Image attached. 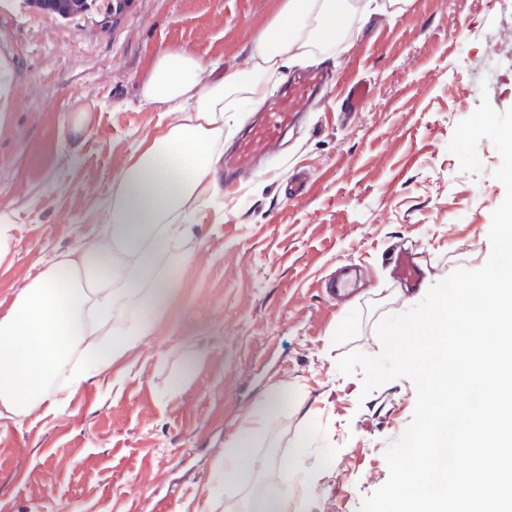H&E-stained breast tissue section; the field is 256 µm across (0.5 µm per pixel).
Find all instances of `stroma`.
<instances>
[{"label":"stroma","instance_id":"stroma-1","mask_svg":"<svg viewBox=\"0 0 512 512\" xmlns=\"http://www.w3.org/2000/svg\"><path fill=\"white\" fill-rule=\"evenodd\" d=\"M61 21L0 0V61L14 88L0 125V206L18 212L17 241L0 259V311L38 270L98 223L93 201L141 142L171 117L140 88L162 49L185 47L227 70L277 0H111ZM512 25V0H411L378 15L322 68L332 82L239 184L196 214L193 237L170 270L169 308L142 344L59 409L0 423V512H243L253 494L281 490L304 512H360L388 478L384 452L410 423L413 382L391 380L361 397V373H339L351 352L377 354L378 320L419 303L459 267L491 251V214L505 187L501 158L480 141L479 173L448 146L481 100L512 108V43L490 67L491 39ZM371 97L348 113L342 86ZM93 126L79 150L60 122L79 107ZM298 173L306 194L289 200ZM421 266L394 272L397 248ZM355 264L361 282L342 302L322 284ZM286 406L266 417L255 466L239 488L215 482L227 440L264 395ZM298 472L283 473L296 445Z\"/></svg>","mask_w":512,"mask_h":512}]
</instances>
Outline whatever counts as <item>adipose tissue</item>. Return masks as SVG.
Wrapping results in <instances>:
<instances>
[{
  "instance_id": "ef3b65f1",
  "label": "adipose tissue",
  "mask_w": 512,
  "mask_h": 512,
  "mask_svg": "<svg viewBox=\"0 0 512 512\" xmlns=\"http://www.w3.org/2000/svg\"><path fill=\"white\" fill-rule=\"evenodd\" d=\"M409 0H278L248 45L250 66L216 75L185 48L157 54L141 87L145 103L175 123L139 146L100 205L93 233L42 257L0 314V420L19 423L54 410L148 336L170 301L174 246L188 236L207 198L223 192L224 115L237 102L259 104L283 68L329 57L375 13ZM251 428L224 450L221 479L237 484L252 463Z\"/></svg>"
}]
</instances>
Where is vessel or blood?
Here are the masks:
<instances>
[{
	"mask_svg": "<svg viewBox=\"0 0 512 512\" xmlns=\"http://www.w3.org/2000/svg\"><path fill=\"white\" fill-rule=\"evenodd\" d=\"M322 73L307 71L289 79L286 85L262 107L233 150L224 157V171L233 176L249 171L261 158L276 155L284 133L294 125L306 105L321 93Z\"/></svg>",
	"mask_w": 512,
	"mask_h": 512,
	"instance_id": "vessel-or-blood-1",
	"label": "vessel or blood"
}]
</instances>
